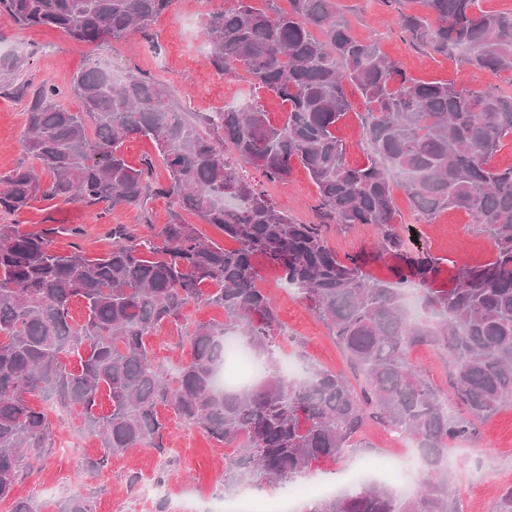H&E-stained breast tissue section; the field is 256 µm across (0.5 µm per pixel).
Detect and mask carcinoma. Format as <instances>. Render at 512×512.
I'll return each mask as SVG.
<instances>
[{
    "instance_id": "1",
    "label": "carcinoma",
    "mask_w": 512,
    "mask_h": 512,
    "mask_svg": "<svg viewBox=\"0 0 512 512\" xmlns=\"http://www.w3.org/2000/svg\"><path fill=\"white\" fill-rule=\"evenodd\" d=\"M396 6L406 38L421 48L465 53L479 73L512 74V11L477 8V0H425L428 15ZM173 0H0V16L19 29L48 27L82 43L144 31ZM288 10H260L234 0L203 21L208 59L231 78L246 77L287 104L270 122L253 102L212 114L179 110L166 88L135 72L116 78L91 66L60 88L42 81L28 107L22 145L34 160L1 179L0 215L14 216L37 197L105 203L141 212L153 194L172 199L170 219L150 236L112 227V249L90 258L51 247L62 228L21 232L0 224V503L8 512H40L12 497L31 455L52 450L48 410L74 411L106 454L143 444L164 450L169 406L186 425L235 448L224 467V490L255 479L287 487L321 461H336L367 419L409 436L422 450L429 478L401 499L370 481L356 495L323 499L321 512H454L448 496V442L473 433V422L512 405V165L493 158L512 136V94L422 82L387 58L375 42L355 39L335 0H289ZM0 57V83L20 69ZM371 105L362 123L375 154L352 166L336 123L350 102L345 85ZM76 97L73 112L62 99ZM151 138L168 174L154 182L155 162L137 168L121 153L124 140ZM248 164L268 180H285L295 166L318 190L319 224H299L239 172ZM423 216L455 208L471 214L490 237L491 261L460 267L450 288H436L438 260L409 251L397 231L392 179ZM232 199L237 208L228 210ZM191 215L235 242L226 248L203 237ZM329 224H370L372 254L343 257L327 244ZM391 257L394 279L365 268ZM281 269L362 372L360 391L341 375L313 369L291 379L277 348L284 324L258 287L256 259ZM86 304L80 326L69 304ZM224 308L222 323H200L188 336L190 359L170 378L150 357L145 338L177 325L185 306ZM239 335L264 368L254 388L222 390L224 337ZM430 343L448 353L450 387L469 418L448 403L408 362ZM86 350L81 369L62 355ZM107 390L112 411L96 414ZM40 392L49 407L27 395ZM56 512H94L70 496Z\"/></svg>"
}]
</instances>
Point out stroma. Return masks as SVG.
I'll list each match as a JSON object with an SVG mask.
<instances>
[{"instance_id":"35a3bbf8","label":"stroma","mask_w":512,"mask_h":512,"mask_svg":"<svg viewBox=\"0 0 512 512\" xmlns=\"http://www.w3.org/2000/svg\"><path fill=\"white\" fill-rule=\"evenodd\" d=\"M352 35L361 41L378 42L382 52L413 78L425 82H444L456 88L494 87L512 92V77L480 74L457 54L448 56L413 49L401 33L392 8L385 0H336ZM227 0H177L165 14L151 23L146 32L122 40L106 39L82 44L48 27L17 29L0 19V55L14 56L23 62L18 83L35 90L43 80L69 85L72 77L88 66L118 68L147 75L170 92L179 108L186 112H212L224 104L252 100L269 112L273 122H281L285 107L280 98L255 87L243 78L227 79L210 65L201 22L205 14L224 9ZM351 110L336 125V135L346 148L350 164L360 165L371 156L369 143L362 136V117L367 106L355 88L346 90ZM24 95L0 90V177L7 175L27 157L22 149L26 125ZM245 175L271 197L276 205L301 224L315 219L313 207L318 192L302 168H294L286 181L271 182L252 167ZM393 199L401 215V232L406 242L415 243L440 258L441 287H450L459 266L476 265L491 259L493 249L473 217L464 211L447 209L432 221H424L411 208L402 186H394ZM172 202L163 196L151 197L148 212L151 225L138 221L135 211L106 204L85 206L76 202L37 200L24 212L12 216L21 231H35L54 224L63 233L53 239L59 253L81 249L86 256L98 257L112 248L110 229L115 224L147 233L149 227L167 223ZM82 229L80 237L69 235L71 227ZM260 288L274 298L285 326L278 354L293 361L299 371L321 366L346 374L352 385L359 376L352 371L343 351L324 324L310 310L308 302L281 281L279 272L268 264L260 266ZM222 307L191 303L183 311L180 325L166 327L146 339L154 360L167 375L173 376L190 357L187 342L196 324L221 322ZM411 364L441 391H448L450 361L447 353L428 345L415 346ZM160 414L168 426L164 450L148 445L128 449L108 457L107 464L92 478L84 477L88 463L103 457L96 436L80 433L79 415L53 411L54 449L33 459L32 469L13 490L14 497L41 504L43 512H54L56 500L71 495L90 498L95 512H220L224 496V466L232 448L205 437L196 429L178 424L170 409ZM359 445L347 449L333 463H322L312 470L317 483L344 488L343 474L357 462L394 452L408 464V480L419 486L427 478L419 463V450L412 440L395 444L388 427L369 420ZM448 482L454 493L457 512H496L500 493L512 488V408L476 424L472 439L448 446ZM142 477L137 486L127 478Z\"/></svg>"}]
</instances>
